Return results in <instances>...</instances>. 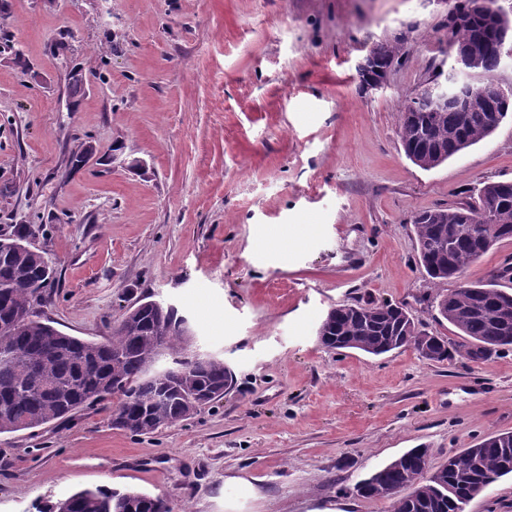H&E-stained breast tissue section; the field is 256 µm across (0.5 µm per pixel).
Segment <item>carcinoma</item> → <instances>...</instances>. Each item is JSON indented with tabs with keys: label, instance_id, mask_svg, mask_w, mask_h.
Wrapping results in <instances>:
<instances>
[{
	"label": "carcinoma",
	"instance_id": "carcinoma-1",
	"mask_svg": "<svg viewBox=\"0 0 512 512\" xmlns=\"http://www.w3.org/2000/svg\"><path fill=\"white\" fill-rule=\"evenodd\" d=\"M447 52H468L472 72L489 79L501 52L512 46V18L500 16L495 0H461L448 31ZM399 48L371 50L381 67L399 59ZM512 115V96L491 112L475 95L466 106L435 104L421 88L408 95L400 113L401 143L413 164L430 170L490 137ZM417 257L433 280L462 275L473 261L512 232V180L487 182L454 206L437 207L413 218ZM19 231L0 239V433L34 430L63 422L82 407L116 400L112 425L132 435L152 434L197 412L196 402L224 398L233 376L224 361L185 354V319L160 305L129 308L112 338L90 341L65 334L38 316L49 282L46 254L25 243ZM512 282V266L502 267L486 284L462 285L440 297L437 319L456 337H436L431 360L460 355L483 363L512 346V326L497 313L512 308V294L498 281ZM429 337L403 307L387 302L343 303L331 308L318 329L326 347L381 356L398 349L420 352ZM176 355L167 374L153 371L164 353ZM430 449L411 448L357 482L351 493L384 497L387 512H458L499 478L512 474V432H501L448 456L432 470ZM44 512H173L170 504L135 490L85 489Z\"/></svg>",
	"mask_w": 512,
	"mask_h": 512
}]
</instances>
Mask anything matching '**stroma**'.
I'll return each instance as SVG.
<instances>
[{"label":"stroma","mask_w":512,"mask_h":512,"mask_svg":"<svg viewBox=\"0 0 512 512\" xmlns=\"http://www.w3.org/2000/svg\"><path fill=\"white\" fill-rule=\"evenodd\" d=\"M7 3L0 34L29 67L0 59V234L26 225L52 260L41 316L100 341L162 302L233 384L150 435L108 404L0 434V512L103 486L176 512H386L351 494L371 470L512 431V349L476 364L317 340L331 307L369 300L453 335L437 298L512 258L500 241L442 282L417 261V212L512 180L511 118L435 169L404 154L398 114L441 59L447 0ZM381 43L401 59L371 93L357 65ZM75 65L91 75L73 106Z\"/></svg>","instance_id":"35a3bbf8"}]
</instances>
